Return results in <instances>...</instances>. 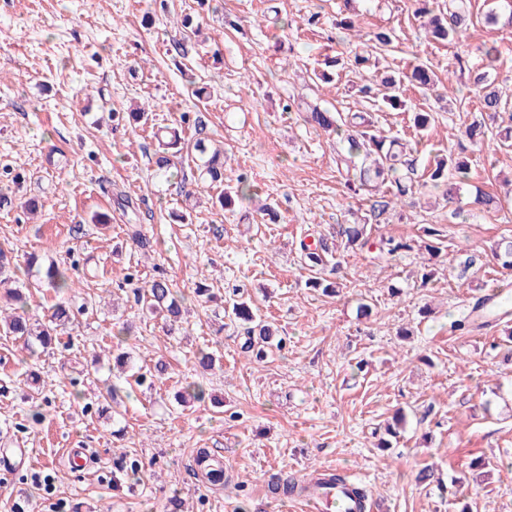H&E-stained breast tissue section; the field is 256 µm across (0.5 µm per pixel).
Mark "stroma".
Returning a JSON list of instances; mask_svg holds the SVG:
<instances>
[{
  "label": "stroma",
  "instance_id": "1",
  "mask_svg": "<svg viewBox=\"0 0 512 512\" xmlns=\"http://www.w3.org/2000/svg\"><path fill=\"white\" fill-rule=\"evenodd\" d=\"M471 4L465 50L420 34L414 0H217L214 12L196 0H0V193L13 201L0 209V247L62 268L76 259L85 273L73 287L26 294L30 323H47L59 303L79 313L53 349L0 334V449L26 448L33 459L0 467V512H173L176 498L184 512H292L266 485L316 468L358 482L372 512H512V361L501 351L512 333L450 328L486 285L512 289V269L494 254L512 241V150L492 155L458 132L476 120L485 135L497 130L467 87L468 72L485 66L482 45L496 47L494 86L512 104V27L486 22L492 0ZM186 15L201 27L188 41ZM346 17L354 30L340 28ZM377 27L395 28L397 49L376 53L356 39ZM358 52L369 68L356 70ZM329 56L342 67L324 83L315 74ZM419 63L438 76L436 94L410 87L409 111L386 107L383 73ZM366 83L373 95L363 99L356 88ZM195 84L210 97H193ZM306 102L369 112L377 130L413 149L421 173L463 151V201L481 190L503 209L454 218L436 190L415 186L388 223L373 225L369 247L335 252L339 293L307 288L301 242L362 223L366 206L337 170L340 137L300 119ZM136 107L146 124L113 122ZM415 108L433 114L427 130L414 127ZM184 111L223 145L225 177L247 175L279 223H263L258 202L212 206L224 186L196 182L191 162L156 170L155 133ZM31 198L32 215L23 208ZM97 212L111 223H93ZM132 221L150 250L132 241ZM425 223L443 231L439 253L418 245ZM383 237L415 247L391 257L379 250ZM460 244L483 255L465 282L448 267ZM133 269L144 280L165 273L184 296L181 334L165 335L135 302ZM202 283L214 300L195 296ZM236 291L286 336V349L249 360L242 327L224 315ZM122 323L131 332L119 343L112 331ZM203 350L220 355L214 369L199 368ZM159 360L162 378L137 385ZM193 380L205 402L176 401ZM398 412L397 437L378 447ZM72 448L86 449L89 463L72 468ZM197 448L223 459L222 486L197 475ZM123 454L139 460L137 476L116 475ZM424 467L436 478L426 487L415 480Z\"/></svg>",
  "mask_w": 512,
  "mask_h": 512
}]
</instances>
